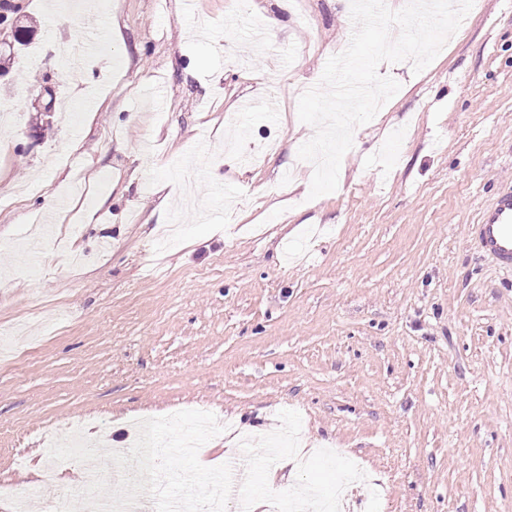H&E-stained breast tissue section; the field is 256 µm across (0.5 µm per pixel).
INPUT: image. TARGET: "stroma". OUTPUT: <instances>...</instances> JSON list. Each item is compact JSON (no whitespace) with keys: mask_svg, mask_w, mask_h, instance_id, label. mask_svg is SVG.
<instances>
[{"mask_svg":"<svg viewBox=\"0 0 512 512\" xmlns=\"http://www.w3.org/2000/svg\"><path fill=\"white\" fill-rule=\"evenodd\" d=\"M196 2L6 0L27 31L0 75V512L80 482H41L48 437L127 450L137 419L203 408L228 426L202 464L248 456L271 512L356 474L350 512H512V272L468 235L512 182V0L421 73L380 65L400 89L313 200L297 103L350 0ZM94 29L112 42L71 83ZM283 424L289 463L264 467Z\"/></svg>","mask_w":512,"mask_h":512,"instance_id":"1","label":"stroma"}]
</instances>
